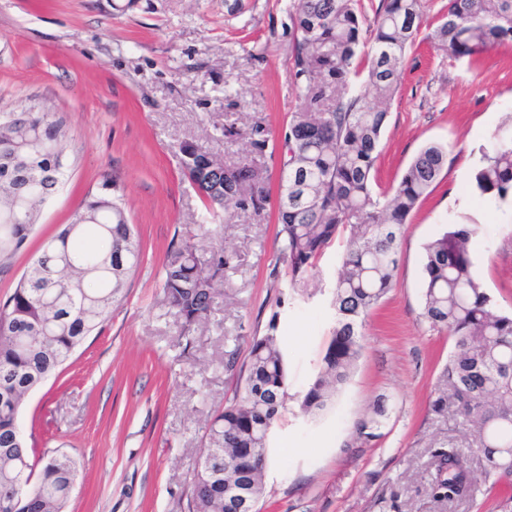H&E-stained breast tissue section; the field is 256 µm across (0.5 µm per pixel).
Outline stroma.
Wrapping results in <instances>:
<instances>
[{
	"mask_svg": "<svg viewBox=\"0 0 512 512\" xmlns=\"http://www.w3.org/2000/svg\"><path fill=\"white\" fill-rule=\"evenodd\" d=\"M293 3L0 0V112H48L68 132L65 183L23 247L0 259V302L104 182L122 196L143 249L101 330L20 413L31 459L57 448L77 463L69 512H187L205 427L240 385L224 357L246 363L252 338L272 323L288 399L271 431L259 512H497L512 498V480L432 497L429 442L441 429L427 407L453 340L421 318L424 247L452 223L475 226L480 279L498 310L512 313V204L470 190L482 150L512 122V46L480 66L421 39L409 51L387 105L373 190L396 185L427 144L447 145V163L398 238L394 285L366 319L350 380L312 419L298 403L336 325L333 289L350 236L325 250L308 279L291 282L276 241L274 144L298 107ZM264 137L270 147L253 152L252 140ZM187 141L224 163L246 156L263 169L264 210L214 215L181 171ZM192 237L232 259L222 296L188 343L161 284L172 240ZM381 398L389 408L381 437L353 441L354 423Z\"/></svg>",
	"mask_w": 512,
	"mask_h": 512,
	"instance_id": "stroma-1",
	"label": "stroma"
}]
</instances>
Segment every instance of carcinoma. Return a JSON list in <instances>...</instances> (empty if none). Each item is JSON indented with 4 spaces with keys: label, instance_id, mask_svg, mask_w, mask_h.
Returning a JSON list of instances; mask_svg holds the SVG:
<instances>
[{
    "label": "carcinoma",
    "instance_id": "obj_1",
    "mask_svg": "<svg viewBox=\"0 0 512 512\" xmlns=\"http://www.w3.org/2000/svg\"><path fill=\"white\" fill-rule=\"evenodd\" d=\"M423 20V0H381L369 38L357 0H297L293 72L300 107L288 122V171L280 174L276 201L280 253L291 280L300 282L324 250L346 228L353 237L336 277V327L319 368L300 403L317 417L333 404L362 352V324L393 286L397 238L409 216L429 195L445 167L448 148L425 146L399 182L379 198L372 190L378 147L388 119L386 105L398 92L399 74ZM448 57L479 63L498 46L512 44V0H448L444 20L426 36ZM367 54L365 89L354 92L361 74L356 59ZM67 134L57 120L33 109L0 113V258L22 247L40 207L58 191L64 176ZM189 181L229 187L214 211L263 209L261 176L250 169L257 189L239 185L240 166L202 150L181 157ZM472 186L483 199L512 202V124L494 133L476 167ZM472 224H450L425 246L422 318L454 342L442 367L428 413L452 417L455 431L484 459L468 465L453 438L436 448L433 498L451 500L480 482L496 483L512 457V315L500 312L477 275L471 252ZM142 261L140 239L122 199L106 183L87 201L19 279L0 304V512H68L78 479L73 459L58 450L40 458L37 483H24L10 447L27 395L67 362L99 330L124 296ZM225 251L205 252L183 240L172 246L162 283L164 302L180 320V335L208 318L224 286ZM224 370L239 373L240 396L209 422L204 451L228 467L222 475L203 466L190 495L193 512H227L224 480L267 457L271 429L288 397L287 367L276 324L252 339L249 358L237 366L231 353ZM388 408L378 403L354 425V435L381 436Z\"/></svg>",
    "mask_w": 512,
    "mask_h": 512
}]
</instances>
